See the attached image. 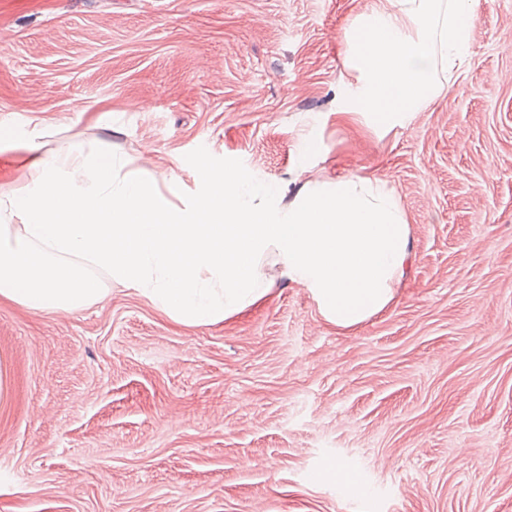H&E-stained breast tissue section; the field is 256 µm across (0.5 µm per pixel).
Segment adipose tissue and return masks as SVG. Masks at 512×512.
Instances as JSON below:
<instances>
[{
    "mask_svg": "<svg viewBox=\"0 0 512 512\" xmlns=\"http://www.w3.org/2000/svg\"><path fill=\"white\" fill-rule=\"evenodd\" d=\"M475 0H374L354 26L349 60L359 71L349 106L388 125L406 120L444 89L469 48Z\"/></svg>",
    "mask_w": 512,
    "mask_h": 512,
    "instance_id": "ef3b65f1",
    "label": "adipose tissue"
}]
</instances>
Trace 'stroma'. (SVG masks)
I'll list each match as a JSON object with an SVG mask.
<instances>
[{
    "mask_svg": "<svg viewBox=\"0 0 512 512\" xmlns=\"http://www.w3.org/2000/svg\"><path fill=\"white\" fill-rule=\"evenodd\" d=\"M373 2L0 0V126L112 149L177 205L201 146L284 210L375 176L408 224L394 300L351 329L270 257L266 295L202 325L116 283L67 314L0 299V512H512V0H479L446 92L392 127L345 109ZM328 462L350 490L309 483Z\"/></svg>",
    "mask_w": 512,
    "mask_h": 512,
    "instance_id": "stroma-1",
    "label": "stroma"
}]
</instances>
